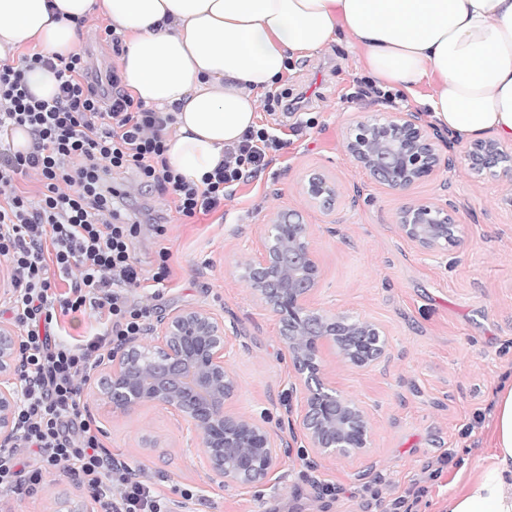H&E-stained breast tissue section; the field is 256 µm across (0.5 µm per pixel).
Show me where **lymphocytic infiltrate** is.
Masks as SVG:
<instances>
[{
	"mask_svg": "<svg viewBox=\"0 0 512 512\" xmlns=\"http://www.w3.org/2000/svg\"><path fill=\"white\" fill-rule=\"evenodd\" d=\"M54 74L58 91L34 97L28 70ZM173 113L147 106L127 91L118 71L92 74L83 52L35 51L0 64V262L11 272V321L20 331L23 371L12 446L0 448V491H30L44 475L75 477L102 512H175L174 501L134 467L115 461L83 390L114 347L145 335L152 309L138 298L145 279L170 276L168 249L144 277L132 253L140 231L112 208L115 175L173 198L186 218L217 211L228 191L265 170L282 140L267 127L245 132L202 185L169 165ZM26 128L32 144L14 150L11 132ZM36 176L37 191L22 181ZM95 321L70 336L64 317Z\"/></svg>",
	"mask_w": 512,
	"mask_h": 512,
	"instance_id": "lymphocytic-infiltrate-1",
	"label": "lymphocytic infiltrate"
}]
</instances>
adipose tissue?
<instances>
[{"instance_id": "1", "label": "adipose tissue", "mask_w": 512, "mask_h": 512, "mask_svg": "<svg viewBox=\"0 0 512 512\" xmlns=\"http://www.w3.org/2000/svg\"><path fill=\"white\" fill-rule=\"evenodd\" d=\"M95 12L127 37L129 93L174 108L167 158L198 185L257 126L288 63L334 42L436 126L512 139V0H0V59L68 54ZM489 447L446 512H512V384L495 392Z\"/></svg>"}]
</instances>
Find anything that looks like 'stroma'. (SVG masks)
Returning <instances> with one entry per match:
<instances>
[{"mask_svg":"<svg viewBox=\"0 0 512 512\" xmlns=\"http://www.w3.org/2000/svg\"><path fill=\"white\" fill-rule=\"evenodd\" d=\"M362 76L342 45L291 64L275 89L304 94L302 110L286 117L265 111L260 119L283 149L216 213L187 220L169 197L143 190L113 201L134 221L142 207L170 213L164 236L145 224L134 242L148 275L160 248L171 253L172 275L154 318L189 308L222 316L234 337L228 360L238 378L234 409L290 444L275 481L227 487L201 467L199 438L170 410L148 405L122 415L86 394L113 456L138 466L166 494L198 488L207 498L202 512H389L392 500L417 483L428 492L416 512H444L449 495L489 453L492 394L512 381V211L500 204L512 176L480 178L459 164L402 191L374 181L345 150L348 126L361 116L418 106L406 93L390 105L370 98L345 102ZM307 119L315 122L309 140L295 138L292 123ZM314 169L340 188L332 213L308 205L301 193ZM416 200L458 206V232L446 248L425 251L403 236L396 216ZM288 209L302 211L321 264L312 308L370 318L384 328L386 361L368 368L326 361L328 383L363 405L371 421L369 448L346 457L320 456L292 422L289 410L302 395L293 389L278 319L236 273L257 257L270 215ZM447 452L451 463L438 467ZM322 482L335 486V496L321 495ZM64 501L73 512L95 508L74 477L59 472L44 476L32 493L0 494V512H58Z\"/></svg>","mask_w":512,"mask_h":512,"instance_id":"1","label":"stroma"}]
</instances>
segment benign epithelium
I'll use <instances>...</instances> for the list:
<instances>
[{
	"instance_id": "obj_1",
	"label": "benign epithelium",
	"mask_w": 512,
	"mask_h": 512,
	"mask_svg": "<svg viewBox=\"0 0 512 512\" xmlns=\"http://www.w3.org/2000/svg\"><path fill=\"white\" fill-rule=\"evenodd\" d=\"M441 142V131L423 124L417 113L398 111L353 121L345 149L374 181L404 190L437 172ZM457 161L478 176L495 177L512 171V149L497 140H476L459 155L448 156V166ZM301 191L324 212L340 202L336 182L322 171L309 172ZM456 211L451 201L442 207L415 201L400 211L398 224L411 242L434 251L455 237ZM238 276L279 317L280 334L303 391L297 421L309 447L327 457L367 448L369 418L326 381L324 354L330 350L356 367L372 366L386 352L382 330L369 319L310 307L321 268L301 212L279 211L269 218L259 256L240 265ZM149 330L158 332V345L146 350L134 338L113 351L95 383L97 396L120 414L145 404L173 411L199 435L206 448V470L226 486L270 482L286 441L230 408L237 382L226 364L233 342L224 319L203 308L183 309L157 320ZM20 345L16 332L0 324V443L15 433Z\"/></svg>"
}]
</instances>
